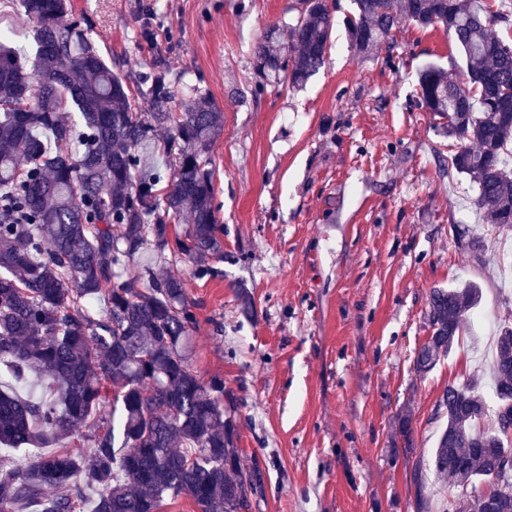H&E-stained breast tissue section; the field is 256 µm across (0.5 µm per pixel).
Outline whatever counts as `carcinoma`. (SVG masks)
<instances>
[{
	"label": "carcinoma",
	"instance_id": "obj_1",
	"mask_svg": "<svg viewBox=\"0 0 512 512\" xmlns=\"http://www.w3.org/2000/svg\"><path fill=\"white\" fill-rule=\"evenodd\" d=\"M19 5L36 50L23 58L0 42V374L32 377L44 391L24 398L0 389V444L25 450L21 463L0 467V512H77L75 478L100 489L93 512H159L182 495L198 512H251L262 470L241 464L224 379L205 381L190 364L184 343L197 304L178 269L191 262L193 276L207 279L217 273L210 258L222 256L211 148L223 113L198 90L173 111L170 68L158 65L140 74V98L132 97L69 19L67 0ZM401 18L439 24L461 47L467 78L424 66L420 103L448 119L456 140L448 168L469 179L477 213L512 231V41L492 32L509 14L486 0H354L350 41L367 55ZM333 26L332 8L313 0L289 25L287 44L275 29L263 32L256 69L304 85L324 63ZM100 299L106 308L94 314ZM480 299L471 283L432 291V338L416 352L417 373L459 343ZM491 384V405L481 376L448 384L428 470L442 489L498 482L497 512H512V480L500 481L512 458L511 325L496 337ZM489 413L495 426L486 432L479 424ZM411 421L406 407L397 422L409 447ZM82 427L93 430L80 435L87 445L44 452ZM425 480L418 463L417 512H432Z\"/></svg>",
	"mask_w": 512,
	"mask_h": 512
}]
</instances>
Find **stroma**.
Segmentation results:
<instances>
[{"mask_svg":"<svg viewBox=\"0 0 512 512\" xmlns=\"http://www.w3.org/2000/svg\"><path fill=\"white\" fill-rule=\"evenodd\" d=\"M69 2L127 85L162 60L174 111L198 87L224 114L212 148L224 257L218 276L188 281V345L197 375L223 378L234 399L242 463L262 467L252 512H414L411 474L444 389L484 374L512 324V273L498 269L512 234L478 219L469 180L448 171L446 119L414 101L423 66L463 65L456 41L403 19L360 56L343 24L351 0H336L325 63L295 88L262 80L254 53L265 29L287 34L301 0ZM465 230L484 236L488 261ZM468 282L482 299L465 336L417 373L433 289ZM406 407L409 447L396 431Z\"/></svg>","mask_w":512,"mask_h":512,"instance_id":"35a3bbf8","label":"stroma"}]
</instances>
